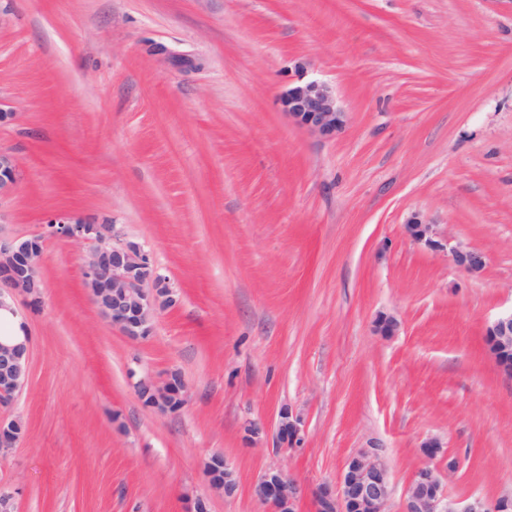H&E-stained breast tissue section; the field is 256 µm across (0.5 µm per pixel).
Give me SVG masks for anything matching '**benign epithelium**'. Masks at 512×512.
Returning <instances> with one entry per match:
<instances>
[{"instance_id":"obj_1","label":"benign epithelium","mask_w":512,"mask_h":512,"mask_svg":"<svg viewBox=\"0 0 512 512\" xmlns=\"http://www.w3.org/2000/svg\"><path fill=\"white\" fill-rule=\"evenodd\" d=\"M283 111L294 122L322 139H333L346 122L331 85L310 80L288 88L281 97ZM18 164L13 156L0 152V197L17 182ZM51 233L61 235L81 247L77 257L82 281L100 315L131 339L150 335L157 311L175 304L172 289L160 274L151 254L132 241L117 239L110 224H94L69 213L58 214L48 222ZM407 235L435 249H447L453 265L461 272H480L484 254L461 243L441 242L433 238L432 225L414 217L405 224ZM43 260L42 240L38 237L0 239V310L19 314L14 294L19 292L34 302L40 299L42 284L39 269ZM399 329L397 320L380 316L374 331L392 336ZM484 342L496 366L512 378V310L502 312L485 329ZM30 336L0 338V403H9L25 385L28 377ZM137 390L148 398V406L173 412L184 403L182 388L171 381L158 384L150 378L137 383ZM23 434V423L16 418L0 417V454L5 456ZM301 420L288 408L280 411L276 446L300 445ZM213 489L231 496L236 482L220 456L208 466ZM254 495L268 506L269 512H299L300 485L279 470L264 473L253 489ZM391 495L388 470L379 449L363 448L350 455L343 466L338 485L323 483L313 493L312 512H387ZM403 512H512V492L488 503L475 498L459 509L448 500L438 470L419 468L408 485Z\"/></svg>"}]
</instances>
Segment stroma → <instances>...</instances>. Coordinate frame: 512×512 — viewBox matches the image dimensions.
Listing matches in <instances>:
<instances>
[{
  "instance_id": "stroma-1",
  "label": "stroma",
  "mask_w": 512,
  "mask_h": 512,
  "mask_svg": "<svg viewBox=\"0 0 512 512\" xmlns=\"http://www.w3.org/2000/svg\"><path fill=\"white\" fill-rule=\"evenodd\" d=\"M312 79L348 114L335 139L281 108ZM0 110V237L44 249L38 305L17 298L29 378L0 405L24 424L0 457L15 512H266L271 467L309 512L362 448L388 512L428 464L457 502L512 491V379L483 338L512 309V0H0ZM63 212L151 250L176 302L148 337L96 311L46 226ZM414 216L484 271L407 237ZM173 373L182 408L144 406L137 378ZM284 406L301 447L274 443ZM17 176L18 164L14 157L0 152V198L12 190ZM209 482L213 489L224 492L225 496H231L236 491V482L231 470L220 456H214L208 466ZM221 470V473H220Z\"/></svg>"
}]
</instances>
